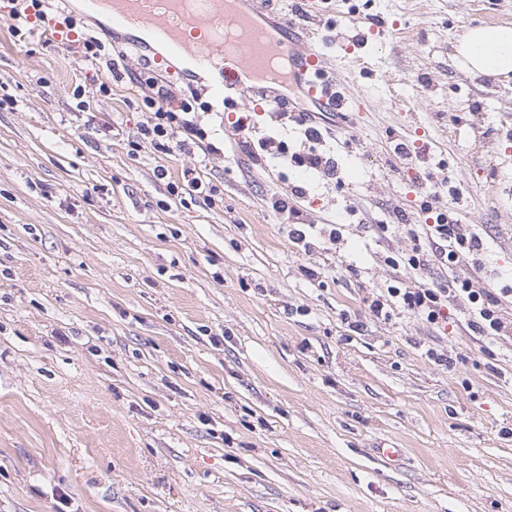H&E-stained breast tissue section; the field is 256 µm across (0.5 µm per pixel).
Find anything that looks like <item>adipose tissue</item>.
Returning <instances> with one entry per match:
<instances>
[{
    "mask_svg": "<svg viewBox=\"0 0 512 512\" xmlns=\"http://www.w3.org/2000/svg\"><path fill=\"white\" fill-rule=\"evenodd\" d=\"M462 70L477 78H512V26L468 30L455 47Z\"/></svg>",
    "mask_w": 512,
    "mask_h": 512,
    "instance_id": "obj_1",
    "label": "adipose tissue"
}]
</instances>
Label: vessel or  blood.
Here are the masks:
<instances>
[{"instance_id":"vessel-or-blood-1","label":"vessel or blood","mask_w":512,"mask_h":512,"mask_svg":"<svg viewBox=\"0 0 512 512\" xmlns=\"http://www.w3.org/2000/svg\"><path fill=\"white\" fill-rule=\"evenodd\" d=\"M90 11L105 12L112 30L134 24L152 27L172 58L190 54L194 68L212 73L214 92L229 99L242 91L257 111H291V99L278 91L274 64L288 67L293 88L339 117L362 113L364 98L329 77L330 68L315 44L292 38L276 21V0H85Z\"/></svg>"}]
</instances>
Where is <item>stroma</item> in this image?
Masks as SVG:
<instances>
[{
	"instance_id": "1",
	"label": "stroma",
	"mask_w": 512,
	"mask_h": 512,
	"mask_svg": "<svg viewBox=\"0 0 512 512\" xmlns=\"http://www.w3.org/2000/svg\"><path fill=\"white\" fill-rule=\"evenodd\" d=\"M295 2L297 29L369 105L342 129L297 100L327 131L334 180L255 158V129L307 145L243 94L232 137L202 92L213 151L132 152L142 80L176 104L186 72L142 65L128 31L103 37L124 53L111 73L66 40L14 44L0 21V512H512V302L496 338L462 299L443 330L366 303L414 279L512 287V80L454 60L468 28L512 25V0H327L317 18ZM98 74L111 95L79 110L74 89ZM422 131L434 158L396 166L393 140ZM188 168L223 202L174 200ZM445 177L496 277L394 266ZM271 207L274 211L281 214L283 224H289L288 238L295 244L303 243L306 249V246L309 244L308 242L305 243L307 238L306 232L296 227L306 224H298L300 222L295 221V219L297 218L295 217L297 216V212L294 209L288 210V203L277 196H273L271 198Z\"/></svg>"
}]
</instances>
